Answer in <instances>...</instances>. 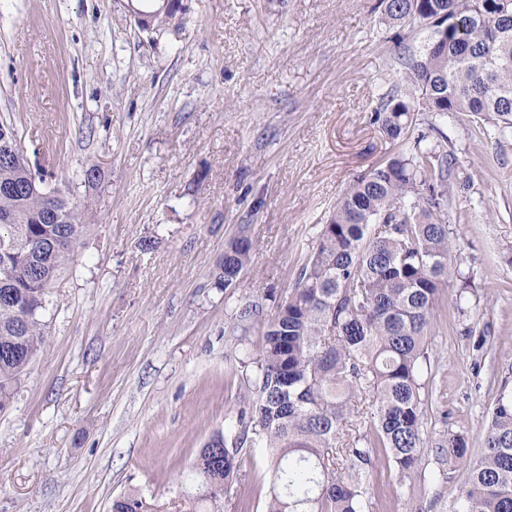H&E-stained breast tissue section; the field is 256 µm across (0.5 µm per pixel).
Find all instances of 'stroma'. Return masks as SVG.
I'll return each mask as SVG.
<instances>
[{
  "label": "stroma",
  "mask_w": 512,
  "mask_h": 512,
  "mask_svg": "<svg viewBox=\"0 0 512 512\" xmlns=\"http://www.w3.org/2000/svg\"><path fill=\"white\" fill-rule=\"evenodd\" d=\"M180 26L138 28L128 0H0V118L30 162L86 203L53 283L45 351L0 413V512H109L137 491L190 512L191 467L235 421L243 381L225 337L239 305L285 295L350 183L393 154L373 121L402 54L431 30L380 0H184ZM448 136L453 254L473 274L441 291L431 326L427 436H468L512 391V128L414 115ZM105 180L86 198L81 169ZM252 263L218 286L240 227ZM473 335H464L465 327ZM226 512H264L271 460L246 448ZM462 472L428 454L427 512H454ZM371 512H407L396 472L363 478Z\"/></svg>",
  "instance_id": "stroma-1"
}]
</instances>
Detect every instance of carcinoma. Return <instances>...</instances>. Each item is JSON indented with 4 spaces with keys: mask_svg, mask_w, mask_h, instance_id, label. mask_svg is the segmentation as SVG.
Returning a JSON list of instances; mask_svg holds the SVG:
<instances>
[{
    "mask_svg": "<svg viewBox=\"0 0 512 512\" xmlns=\"http://www.w3.org/2000/svg\"><path fill=\"white\" fill-rule=\"evenodd\" d=\"M140 28L155 32L159 0H138ZM388 20L431 29L423 52L404 62L405 81L434 117H491L512 128V0H381ZM374 121L395 155L349 186L322 225L315 250L274 313L239 306L230 335L262 336L241 361L246 388L234 429L201 449L192 472L207 512H224L239 479L243 448L272 453L265 512H370L362 475L392 465L401 484L422 478L426 438L423 380L440 289L455 275L442 200L448 150L408 145L413 109L398 88ZM0 143V411L47 341L51 287L83 234L81 206L67 183L45 189L50 172L32 167L12 123ZM240 232L226 246L218 284L230 288L251 262ZM363 399L365 407L353 404ZM436 452L466 472L454 512H512V393L499 395L481 455L468 437L440 435ZM110 512H146L135 492Z\"/></svg>",
    "mask_w": 512,
    "mask_h": 512,
    "instance_id": "1",
    "label": "carcinoma"
}]
</instances>
